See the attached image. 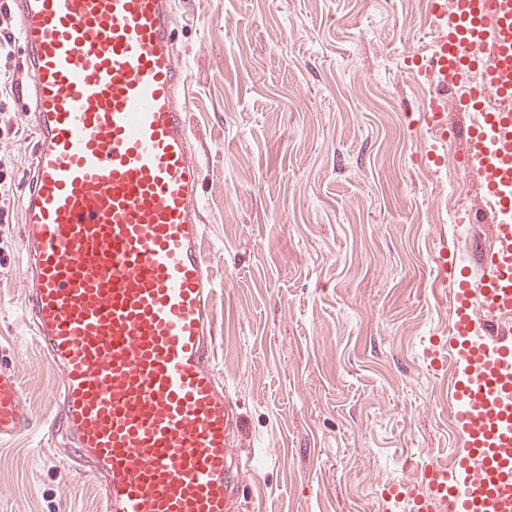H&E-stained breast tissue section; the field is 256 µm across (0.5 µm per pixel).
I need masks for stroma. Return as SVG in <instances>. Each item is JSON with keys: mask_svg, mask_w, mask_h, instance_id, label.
<instances>
[{"mask_svg": "<svg viewBox=\"0 0 512 512\" xmlns=\"http://www.w3.org/2000/svg\"><path fill=\"white\" fill-rule=\"evenodd\" d=\"M182 102L203 167L216 362L241 415L243 512H403L455 446L433 360L451 315L443 253L471 280L490 224L452 112L448 164H425L435 26L427 0H173ZM0 83V368L34 426L57 376L20 312L21 196L37 136L12 40ZM39 434L0 444V512H101Z\"/></svg>", "mask_w": 512, "mask_h": 512, "instance_id": "obj_1", "label": "stroma"}]
</instances>
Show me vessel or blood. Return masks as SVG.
<instances>
[{
	"mask_svg": "<svg viewBox=\"0 0 512 512\" xmlns=\"http://www.w3.org/2000/svg\"><path fill=\"white\" fill-rule=\"evenodd\" d=\"M37 143L22 198V317L59 384L44 437L95 481L103 512H241L240 415L216 367L215 288L203 257L202 166L179 102L187 81L173 0H14ZM476 32L438 34L426 68L482 53L456 108L495 91L466 137L493 220L478 283L451 281L444 352L453 465L404 486L413 512H512V0H430ZM434 96L426 131L447 141ZM32 427L0 370V442Z\"/></svg>",
	"mask_w": 512,
	"mask_h": 512,
	"instance_id": "obj_1",
	"label": "vessel or blood"
}]
</instances>
